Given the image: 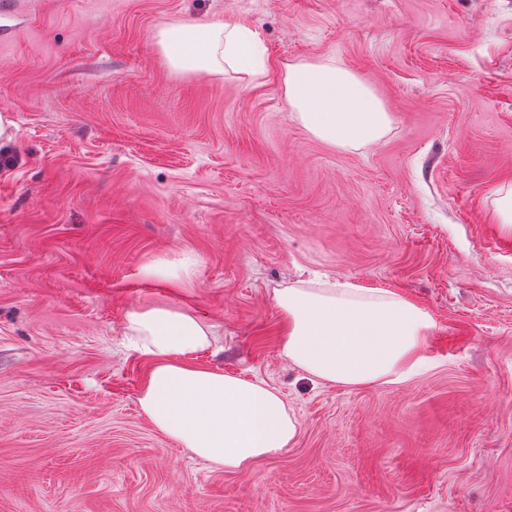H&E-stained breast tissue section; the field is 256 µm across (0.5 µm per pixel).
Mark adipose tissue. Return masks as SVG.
I'll return each mask as SVG.
<instances>
[{"instance_id":"ef3b65f1","label":"adipose tissue","mask_w":512,"mask_h":512,"mask_svg":"<svg viewBox=\"0 0 512 512\" xmlns=\"http://www.w3.org/2000/svg\"><path fill=\"white\" fill-rule=\"evenodd\" d=\"M156 43L173 71L254 74L267 66L255 32L238 20L207 25L179 21L160 28ZM291 112L315 138L341 149L378 144L391 114L375 90L332 62L285 65ZM282 321L280 354L314 381L348 388L405 383L427 363L436 324L414 302L379 288L345 283L276 290ZM125 347L148 358L139 405L154 428L219 469L240 471L292 445L298 421L265 381L246 380L195 362L212 348L213 324L193 309L137 307L128 312Z\"/></svg>"}]
</instances>
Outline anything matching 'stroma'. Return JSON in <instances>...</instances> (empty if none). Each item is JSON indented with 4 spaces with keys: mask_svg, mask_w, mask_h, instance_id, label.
Segmentation results:
<instances>
[{
    "mask_svg": "<svg viewBox=\"0 0 512 512\" xmlns=\"http://www.w3.org/2000/svg\"><path fill=\"white\" fill-rule=\"evenodd\" d=\"M226 17L271 65L171 72L172 21ZM331 60L392 115L344 151L294 120L283 64ZM0 512H512V0H0ZM194 253L172 285L145 277ZM328 277L430 313L399 385L310 380L275 289ZM214 324L198 364L276 387L295 442L243 471L159 433L127 312ZM199 259L185 252L176 258H158L144 269V274L152 279L166 282H179L192 279L197 273Z\"/></svg>",
    "mask_w": 512,
    "mask_h": 512,
    "instance_id": "35a3bbf8",
    "label": "stroma"
}]
</instances>
